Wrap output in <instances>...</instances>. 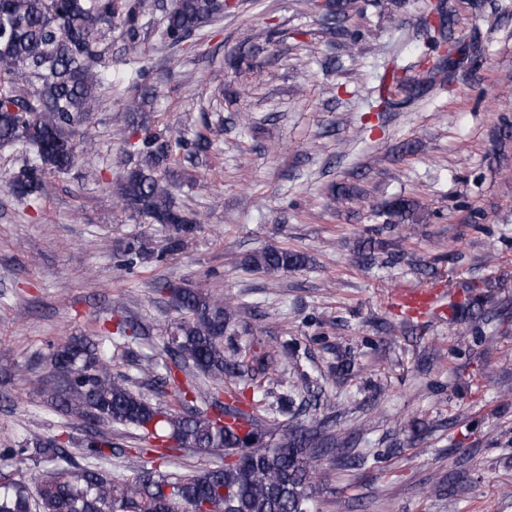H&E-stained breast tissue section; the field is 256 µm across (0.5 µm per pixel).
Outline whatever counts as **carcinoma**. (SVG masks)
<instances>
[{"mask_svg": "<svg viewBox=\"0 0 512 512\" xmlns=\"http://www.w3.org/2000/svg\"><path fill=\"white\" fill-rule=\"evenodd\" d=\"M354 0L328 5L335 25L331 34L343 39L350 56L361 52L360 36L344 22ZM441 16L438 26L428 24L436 36L425 42L424 55L437 54L438 46L464 52L455 38L448 5H428V13ZM224 13L220 0H172L165 9L163 39L177 44L203 23ZM115 0H0V145L35 150L7 181L12 193L24 200L39 195L45 172L64 173L77 159L75 129L98 106L97 89L104 80L100 69L101 30L112 25ZM458 60L438 54L425 76L404 89L399 101L385 108L399 110L427 96L455 68ZM136 93L127 97L124 111L139 116L144 137L130 144L138 162L127 168L120 185L122 205L152 224L170 228V249L177 251L195 231L200 219L181 210L172 187L159 173L166 164L193 163L208 152L211 141L197 133L192 138L153 132L151 104L155 91L145 85L144 68L127 74ZM413 199H396L387 214L403 222L419 213ZM250 265L268 274L288 273L309 264L306 254L286 247L262 248ZM182 317L170 327L163 343L168 362L157 377V388L174 391L176 405L160 406L126 375L112 372L106 343L135 341L148 329L123 318L111 336H80L59 346L50 356L51 374L37 383L47 405L69 420L90 429L89 455L109 459L127 455L112 442V428L140 432L144 445L137 454L144 464L133 476L114 475L102 466L76 464L54 438L32 436L9 455L19 463L45 464L32 482L0 470V512H311L317 508L316 458L335 447L328 419L314 428L282 425L272 432L257 414L270 389L256 382L273 365L269 354H243L224 345L234 311L212 296L205 285L167 282L158 289ZM505 307H490L475 295L455 306V321L463 333L479 339L482 325L501 316ZM251 380V404L224 391V386ZM324 405L319 393L296 400L279 396V408L296 419ZM216 454L220 461L197 471L168 474L159 465L183 453Z\"/></svg>", "mask_w": 512, "mask_h": 512, "instance_id": "obj_1", "label": "carcinoma"}]
</instances>
